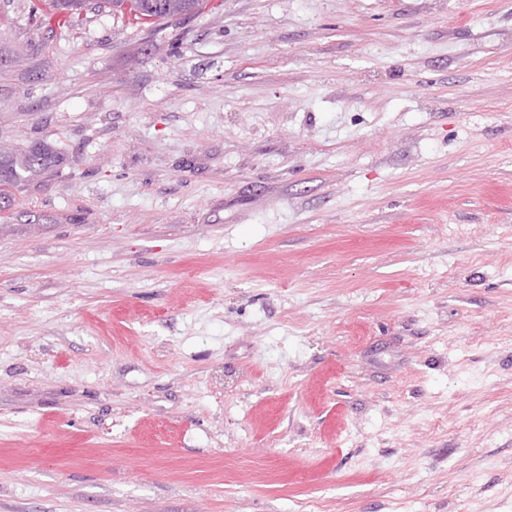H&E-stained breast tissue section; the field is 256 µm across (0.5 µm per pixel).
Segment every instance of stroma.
I'll return each instance as SVG.
<instances>
[{
    "label": "stroma",
    "mask_w": 512,
    "mask_h": 512,
    "mask_svg": "<svg viewBox=\"0 0 512 512\" xmlns=\"http://www.w3.org/2000/svg\"><path fill=\"white\" fill-rule=\"evenodd\" d=\"M0 0V512H512V0ZM46 5L49 12L45 13L44 22L49 25L55 24L58 27L68 28L77 25L79 22V16L74 17L72 14L83 10L86 6V0H48ZM113 7L126 9L137 21L157 20L199 12L203 0H106Z\"/></svg>",
    "instance_id": "obj_1"
}]
</instances>
